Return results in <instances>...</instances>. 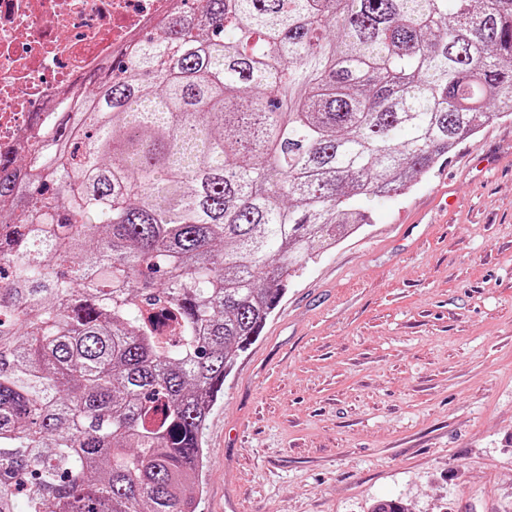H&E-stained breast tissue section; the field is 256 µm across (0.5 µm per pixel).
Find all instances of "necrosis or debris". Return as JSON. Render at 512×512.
I'll return each instance as SVG.
<instances>
[{
  "mask_svg": "<svg viewBox=\"0 0 512 512\" xmlns=\"http://www.w3.org/2000/svg\"><path fill=\"white\" fill-rule=\"evenodd\" d=\"M176 0H0V159L44 140L73 88L130 51Z\"/></svg>",
  "mask_w": 512,
  "mask_h": 512,
  "instance_id": "4bbe7bcc",
  "label": "necrosis or debris"
}]
</instances>
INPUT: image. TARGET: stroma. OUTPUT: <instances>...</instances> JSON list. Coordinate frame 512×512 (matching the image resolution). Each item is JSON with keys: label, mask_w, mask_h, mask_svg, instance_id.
<instances>
[{"label": "stroma", "mask_w": 512, "mask_h": 512, "mask_svg": "<svg viewBox=\"0 0 512 512\" xmlns=\"http://www.w3.org/2000/svg\"><path fill=\"white\" fill-rule=\"evenodd\" d=\"M371 207L226 377L196 512H512V119Z\"/></svg>", "instance_id": "obj_1"}]
</instances>
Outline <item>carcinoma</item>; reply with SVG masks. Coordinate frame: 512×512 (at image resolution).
Segmentation results:
<instances>
[{
    "mask_svg": "<svg viewBox=\"0 0 512 512\" xmlns=\"http://www.w3.org/2000/svg\"><path fill=\"white\" fill-rule=\"evenodd\" d=\"M0 165V512H195L307 260L512 117V0H182Z\"/></svg>",
    "mask_w": 512,
    "mask_h": 512,
    "instance_id": "carcinoma-1",
    "label": "carcinoma"
}]
</instances>
